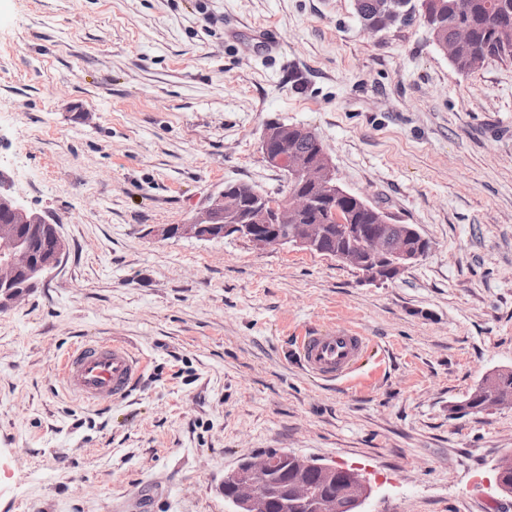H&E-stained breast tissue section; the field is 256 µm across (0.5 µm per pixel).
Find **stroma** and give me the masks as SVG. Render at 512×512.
<instances>
[{
	"instance_id": "35a3bbf8",
	"label": "stroma",
	"mask_w": 512,
	"mask_h": 512,
	"mask_svg": "<svg viewBox=\"0 0 512 512\" xmlns=\"http://www.w3.org/2000/svg\"><path fill=\"white\" fill-rule=\"evenodd\" d=\"M272 119L314 130L426 256L372 284L158 235L227 183L284 188ZM0 168L67 245L0 310V512H228L225 474L271 448L358 471L365 512H512V406L452 412L512 369V59L458 72L422 19L371 33L353 0H0ZM336 324L371 347L320 382L294 340ZM90 338L144 358L125 402L59 383Z\"/></svg>"
}]
</instances>
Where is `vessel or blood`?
<instances>
[{
    "mask_svg": "<svg viewBox=\"0 0 512 512\" xmlns=\"http://www.w3.org/2000/svg\"><path fill=\"white\" fill-rule=\"evenodd\" d=\"M296 355L313 377L333 382L351 374L368 348V338L349 326L312 329L296 337ZM143 362L124 342L88 341L70 348L57 376L75 396L99 406L126 399Z\"/></svg>",
    "mask_w": 512,
    "mask_h": 512,
    "instance_id": "obj_1",
    "label": "vessel or blood"
}]
</instances>
